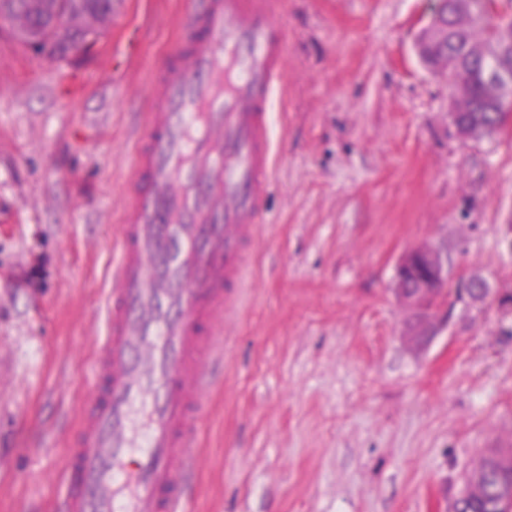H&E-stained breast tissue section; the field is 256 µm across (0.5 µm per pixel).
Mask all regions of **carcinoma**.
<instances>
[{
    "mask_svg": "<svg viewBox=\"0 0 512 512\" xmlns=\"http://www.w3.org/2000/svg\"><path fill=\"white\" fill-rule=\"evenodd\" d=\"M6 6L19 7L29 19L28 29L18 35L23 40L51 39L59 45L71 38L69 27L50 32L52 23L60 22L66 14L91 13L105 18L112 14V0H5ZM439 11H448V44L435 41L424 49V64L432 70H444L456 77L463 67L470 77L468 97L456 121L479 132V138L490 137L499 127L496 112L486 105L483 73L493 65L487 56L469 60L465 47L483 43L491 45L507 29L512 31V10L504 7L491 14L485 0H470L464 13L456 9V0L437 4ZM494 503L502 512H512V448H488L482 452L476 465L465 479L463 494L455 497L452 512H486Z\"/></svg>",
    "mask_w": 512,
    "mask_h": 512,
    "instance_id": "1",
    "label": "carcinoma"
}]
</instances>
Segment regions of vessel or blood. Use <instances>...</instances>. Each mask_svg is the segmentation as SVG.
Returning a JSON list of instances; mask_svg holds the SVG:
<instances>
[{"label":"vessel or blood","mask_w":512,"mask_h":512,"mask_svg":"<svg viewBox=\"0 0 512 512\" xmlns=\"http://www.w3.org/2000/svg\"><path fill=\"white\" fill-rule=\"evenodd\" d=\"M279 3L200 0L153 89L61 512H186L218 317L238 302L273 180Z\"/></svg>","instance_id":"1"}]
</instances>
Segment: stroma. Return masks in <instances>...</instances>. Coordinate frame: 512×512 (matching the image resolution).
I'll list each match as a JSON object with an SVG mask.
<instances>
[{
  "instance_id": "stroma-1",
  "label": "stroma",
  "mask_w": 512,
  "mask_h": 512,
  "mask_svg": "<svg viewBox=\"0 0 512 512\" xmlns=\"http://www.w3.org/2000/svg\"><path fill=\"white\" fill-rule=\"evenodd\" d=\"M436 0H281L265 222L198 425L189 512H450L512 447V120L462 138L415 44ZM191 0H114L58 60L0 19V512H58L95 385L135 136ZM448 253L426 314L413 247ZM492 290L459 299L472 277ZM396 280L410 307L428 310L448 281V253L428 247L407 251L396 267Z\"/></svg>"
}]
</instances>
